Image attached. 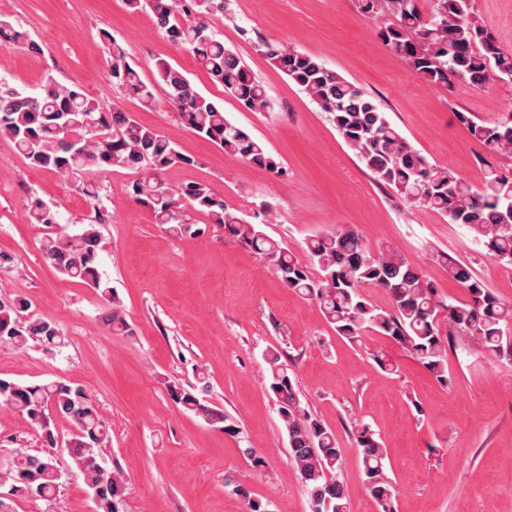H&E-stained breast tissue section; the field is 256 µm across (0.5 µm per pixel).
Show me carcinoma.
<instances>
[{
    "instance_id": "obj_1",
    "label": "carcinoma",
    "mask_w": 512,
    "mask_h": 512,
    "mask_svg": "<svg viewBox=\"0 0 512 512\" xmlns=\"http://www.w3.org/2000/svg\"><path fill=\"white\" fill-rule=\"evenodd\" d=\"M419 0H356L365 16L387 12L393 21L382 27V43L401 55L421 80L448 86L459 81L483 89L497 80L512 85V51L488 33L475 12L474 0H430L423 12ZM133 14L149 12L156 27L179 49L189 51L197 65L224 94L250 111H266L273 103L247 63L224 46L209 21L224 14V0H124ZM427 17H422V14ZM112 87L135 96L153 109L160 104L155 87L197 136L250 164L279 172L278 162L264 144L224 116V107L200 94L186 74L167 61L156 64L153 81L146 82L139 64L130 58L111 33L102 32ZM23 45L32 53L40 45L12 22L0 18V47ZM259 49L290 81L306 93L332 121L347 145L383 184L414 204L470 227L491 258L512 267V171L485 170L475 188L449 168H440L415 150L387 118L381 105L360 86L326 67L318 58L290 47L263 43ZM461 123L491 150L512 157V114L492 125L477 124L463 113ZM0 137L9 139L30 166L55 172L65 183L88 197L95 216L75 234L58 225L55 205L35 198L27 215L33 224L50 228L41 244L42 258L67 277L101 292L113 330L131 334L120 315L113 288L98 268L100 225L109 215L101 206L96 185L99 173L113 167L139 174L127 186L134 201L150 209L154 223L182 236L200 232L186 210L206 217L207 223L261 254L284 285L319 304L336 335L351 343L366 331L389 336L437 382L448 383V345L459 334L470 337L488 355L512 363V306L503 304L470 268L447 259L448 275L469 299L446 301L405 258L394 252L375 257L360 235L348 228L313 237L300 258L270 238L261 225L228 207L210 187L190 182L174 187L162 173L188 167L195 159L182 153L161 132L141 125L120 110H108L73 84L47 78L36 90L0 80ZM317 267L309 274L308 265ZM376 288L388 303L371 302L364 288ZM32 304L22 297L0 299V348L25 350L38 344L46 351L65 345L58 324L29 313ZM265 388L278 404L281 426L288 438L290 462L298 470L312 502V512H349V491L339 479L344 449L336 433L300 403L295 373L272 349L264 355ZM166 391L181 410L224 432L240 434L223 411L207 400V387L185 388L169 381ZM0 408L22 415L40 432L46 450L17 449L0 461V512H14L13 496L34 493L50 501L60 487L61 473L53 449L68 455L71 469L83 478L94 512H124L126 479L98 462L109 443V424L87 390L64 381L24 383L0 377ZM67 420L71 431L59 441L53 418ZM353 445L362 463L363 486L379 512H394L396 487L388 474L387 451L371 428L354 422ZM233 493L247 501L249 512H271L270 503L225 478Z\"/></svg>"
}]
</instances>
